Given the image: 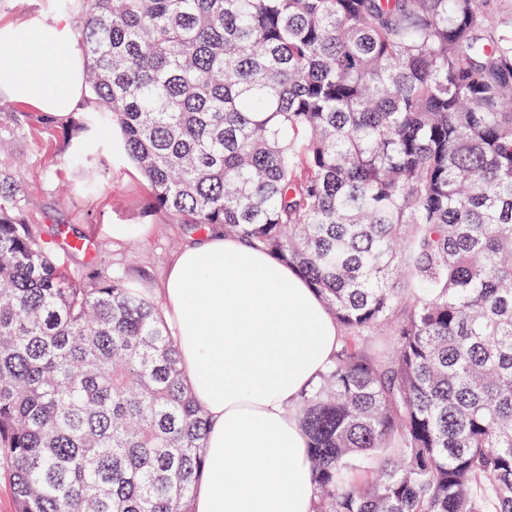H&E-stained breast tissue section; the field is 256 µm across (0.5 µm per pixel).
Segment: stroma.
Masks as SVG:
<instances>
[{
	"label": "stroma",
	"instance_id": "stroma-1",
	"mask_svg": "<svg viewBox=\"0 0 512 512\" xmlns=\"http://www.w3.org/2000/svg\"><path fill=\"white\" fill-rule=\"evenodd\" d=\"M93 109L88 96L67 118L52 119L0 95V160L22 164V213L28 223L48 238L62 227L88 240L86 252L64 258L71 278L121 275L156 290L192 233L167 215L149 214L148 184L124 155L116 129L103 139L93 170L72 162L67 132ZM90 179L100 187L92 196L84 190ZM112 224H145L149 231L116 243L107 231Z\"/></svg>",
	"mask_w": 512,
	"mask_h": 512
}]
</instances>
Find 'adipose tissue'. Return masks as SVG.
<instances>
[{
  "label": "adipose tissue",
  "instance_id": "adipose-tissue-1",
  "mask_svg": "<svg viewBox=\"0 0 512 512\" xmlns=\"http://www.w3.org/2000/svg\"><path fill=\"white\" fill-rule=\"evenodd\" d=\"M15 71L0 91L69 114L85 96L66 13L0 23ZM183 374L206 414L193 512H314V471L297 406L336 355L341 330L288 264L221 228L176 254L160 288Z\"/></svg>",
  "mask_w": 512,
  "mask_h": 512
}]
</instances>
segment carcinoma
Returning a JSON list of instances; mask_svg holds the SVG:
<instances>
[{
    "mask_svg": "<svg viewBox=\"0 0 512 512\" xmlns=\"http://www.w3.org/2000/svg\"><path fill=\"white\" fill-rule=\"evenodd\" d=\"M89 113L149 211L293 265L342 345L316 512H512V17L497 0H78ZM0 167L16 512H192L208 420L161 310L77 281Z\"/></svg>",
    "mask_w": 512,
    "mask_h": 512,
    "instance_id": "carcinoma-1",
    "label": "carcinoma"
}]
</instances>
